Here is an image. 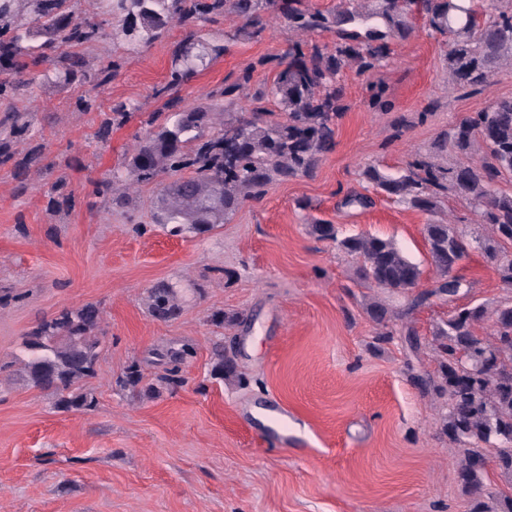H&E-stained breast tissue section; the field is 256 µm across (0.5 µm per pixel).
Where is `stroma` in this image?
Listing matches in <instances>:
<instances>
[{"instance_id":"35a3bbf8","label":"stroma","mask_w":512,"mask_h":512,"mask_svg":"<svg viewBox=\"0 0 512 512\" xmlns=\"http://www.w3.org/2000/svg\"><path fill=\"white\" fill-rule=\"evenodd\" d=\"M262 23L251 40H226L236 24L230 16L206 26L226 50L177 89L183 106H209L212 90L263 57L240 104L279 111L267 92L297 34L276 11ZM188 33L172 25L133 53L110 40L85 49L92 68L122 61L103 88L33 80L23 109L52 169L22 184L0 166V512H467L440 434L442 406L413 382L414 372L433 370L430 355L411 352L400 335L377 344L366 306L380 290L365 287L355 261L308 226L325 219L346 235L392 238L430 286L427 214L378 194L365 208L345 199L370 194L366 167L398 174L457 122L511 96L512 67L486 85L461 87L448 78L441 36L420 25L408 39H390L383 66L343 70L336 145L313 176L271 185L208 233L173 236L157 222L163 184L127 182L128 204L112 207L90 182L123 166L148 115L162 111L154 91L167 83L172 51ZM374 84L389 109L370 105ZM87 93L97 111L76 109ZM119 100L136 112L100 141L99 113ZM57 179L76 197L71 210L48 203L46 185ZM439 216L468 244L459 273L472 288L458 305L511 301L512 288L477 247L488 229L476 210L448 196ZM160 281L185 295L182 316L168 323L143 303ZM86 303L105 312L98 373L88 383L97 407L61 413L7 364L24 357L26 337L42 321ZM217 310L245 312L252 323L215 325ZM219 344L238 350L244 384L211 377ZM185 345L193 354L180 365L181 384L151 398L119 387L134 363L143 385L154 384L170 366L165 352Z\"/></svg>"}]
</instances>
